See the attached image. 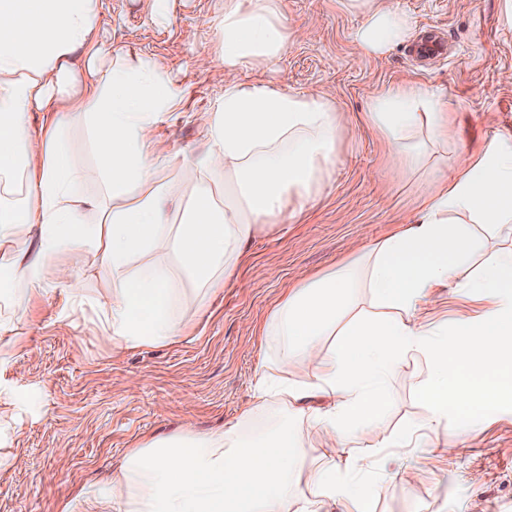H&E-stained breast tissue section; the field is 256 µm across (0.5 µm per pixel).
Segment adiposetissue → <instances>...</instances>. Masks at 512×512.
<instances>
[{
	"label": "adipose tissue",
	"instance_id": "adipose-tissue-1",
	"mask_svg": "<svg viewBox=\"0 0 512 512\" xmlns=\"http://www.w3.org/2000/svg\"><path fill=\"white\" fill-rule=\"evenodd\" d=\"M361 16L357 42L380 54L406 42L410 19L394 0H334ZM101 0H0V256L22 283L14 320L33 297L84 290L63 257L92 249L107 274L98 305L113 346L180 340L188 309L204 311L234 276L248 239L288 207L323 189L336 161L340 122L334 99L267 83L240 82V66L276 61L292 36L280 0H224L216 31L224 93L195 120L208 141L194 161L159 149L153 126L176 111L166 66L151 55L104 49ZM51 114L32 132V113ZM85 123L99 160L103 198L88 224L75 194L80 170L63 137ZM364 123L396 158L391 175L417 179L407 226L300 279L273 309L262 333L279 339L278 384H257L255 411L275 399L288 412L251 436L231 425L217 433L182 430L140 441L110 478L81 489L58 512H368L355 480L361 460L337 465L335 446L357 440L380 418L389 381L408 361L424 366L422 419L392 435V448H430L448 422L469 428L512 412V133L494 130L459 163H449L451 109L424 84L377 91ZM188 173L190 192L165 205ZM453 287L477 302L455 317L424 311L431 294ZM310 364L308 381L287 375ZM28 397L10 348L0 344V414ZM305 421L328 448L312 469L311 496L295 481Z\"/></svg>",
	"mask_w": 512,
	"mask_h": 512
}]
</instances>
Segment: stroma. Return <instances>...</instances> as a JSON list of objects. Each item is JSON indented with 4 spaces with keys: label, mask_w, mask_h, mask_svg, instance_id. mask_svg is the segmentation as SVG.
Here are the masks:
<instances>
[{
    "label": "stroma",
    "mask_w": 512,
    "mask_h": 512,
    "mask_svg": "<svg viewBox=\"0 0 512 512\" xmlns=\"http://www.w3.org/2000/svg\"><path fill=\"white\" fill-rule=\"evenodd\" d=\"M415 25L414 38L380 55L355 41L361 17L337 12L328 0H283L287 28L306 30L268 68H244L246 83H272L293 92L322 93L337 101L341 136L328 186L300 215L283 211L253 237L224 291L197 314L181 340L118 350L98 320L106 281L92 251L72 249L65 261L84 283L81 306L65 289L33 300L23 321L1 340L12 348L30 392L9 419L14 432L0 468V512H55L85 483L111 475L144 438L164 439L189 429L217 432L242 422L246 433L271 427L275 405L249 415L260 373H273V337L260 335L288 285L374 244L412 212L414 182H393L394 157L361 116L383 86L415 80L440 89L454 108L455 139L475 146L489 134L487 114L512 132V28L499 22L500 0H396ZM223 0H103V36L132 53L156 55L181 96L179 111L153 128L161 147L192 159L205 149L194 121L224 92V65L195 66L215 53L214 24ZM72 161L82 173L75 193L100 194V174L86 128L66 129ZM422 364L411 362L391 379L382 417L360 443L338 456L365 457L360 483L374 496L371 512H512V417L493 415L466 431L448 425L433 432L436 446L387 448L394 431L424 410L416 383Z\"/></svg>",
    "instance_id": "35a3bbf8"
}]
</instances>
